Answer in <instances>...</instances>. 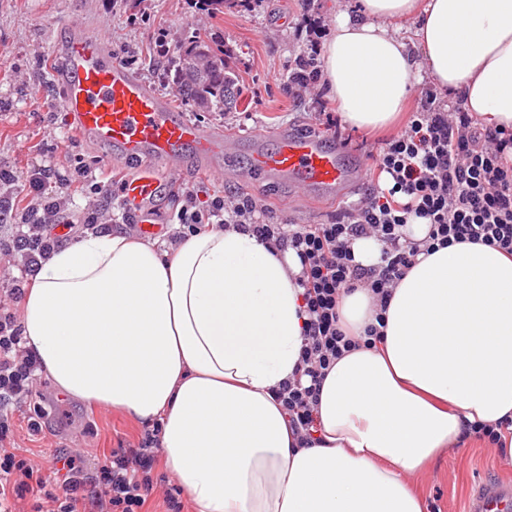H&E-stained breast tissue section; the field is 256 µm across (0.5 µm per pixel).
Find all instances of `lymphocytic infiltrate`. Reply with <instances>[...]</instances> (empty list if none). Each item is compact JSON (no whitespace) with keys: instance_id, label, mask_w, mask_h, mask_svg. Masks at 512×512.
Instances as JSON below:
<instances>
[{"instance_id":"1","label":"lymphocytic infiltrate","mask_w":512,"mask_h":512,"mask_svg":"<svg viewBox=\"0 0 512 512\" xmlns=\"http://www.w3.org/2000/svg\"><path fill=\"white\" fill-rule=\"evenodd\" d=\"M299 5V25L307 40L296 67L279 82L283 94L296 102L322 93L319 56L327 34L324 21L312 13L313 0H299ZM374 169L390 176V188L371 186L359 202L326 224L273 221L261 199L236 192L202 202L185 191L174 216L183 237L232 224L277 250L295 251L301 265L295 283L303 290L305 342L296 375L282 382L275 396L303 447L315 441L318 395L329 370L359 345L372 346L380 339L373 324L366 326L362 340L347 336L336 311L343 293L368 288L374 305L384 307L415 257L439 245L484 243L512 255V133L482 128L471 112L443 104L437 91L429 89L401 131L377 148ZM54 176L47 165L32 170L29 192L42 198V206L27 212L23 229L11 239L0 240L1 254L21 258L19 277L0 299V512H14L16 501L29 497L54 503V512H140L161 455L160 423L145 429L136 444L113 452L89 482L74 457L61 458L48 476L42 467L6 450L12 433L6 410L27 403L39 377V363L24 349L10 306L22 298L41 261L75 231L62 199L43 197ZM415 219L428 226L420 240L406 233ZM364 236L383 245L376 266L354 261L351 243Z\"/></svg>"}]
</instances>
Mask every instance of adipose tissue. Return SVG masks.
I'll return each instance as SVG.
<instances>
[{"label": "adipose tissue", "instance_id": "1", "mask_svg": "<svg viewBox=\"0 0 512 512\" xmlns=\"http://www.w3.org/2000/svg\"><path fill=\"white\" fill-rule=\"evenodd\" d=\"M321 66L351 130L394 122L425 79L512 132V0H359ZM299 271L294 251L236 228L162 243L91 230L26 288L23 345L60 393L161 419L194 512H424L407 476L458 450L467 423L512 419V256L469 242L418 255L380 343L325 377L305 448L273 396L304 344Z\"/></svg>", "mask_w": 512, "mask_h": 512}]
</instances>
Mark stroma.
<instances>
[{
	"label": "stroma",
	"mask_w": 512,
	"mask_h": 512,
	"mask_svg": "<svg viewBox=\"0 0 512 512\" xmlns=\"http://www.w3.org/2000/svg\"><path fill=\"white\" fill-rule=\"evenodd\" d=\"M298 21L295 0H225L223 12L213 15L199 10L195 0H0V169L17 176L14 184L0 185V209L11 215L0 234L10 235L12 225L20 223L22 212L34 203L27 184L35 165H53L70 177V185L58 194L81 225L88 216L91 184L108 186L127 172L120 160L104 157L73 132L66 113L46 104L59 93L51 74V54L61 27L71 25L103 38L108 46L125 47V65L167 97L174 111L203 126L223 129L233 138L253 127L302 132L311 125L317 102H293L279 88L280 77L303 51L296 35ZM198 32L223 45L224 63L237 79L238 101L226 111H206L172 93L168 78L153 65L156 38L166 37L174 47ZM395 133L392 127L367 134L343 130L352 147L350 162L360 166L361 178L354 192L342 196L308 193L285 180L250 185L236 171L202 169L176 177L160 204L166 213L178 210L186 186L203 201L227 191L261 193L275 219L324 224L370 184L374 161L362 142L380 143ZM35 403L45 410L39 438L27 431ZM8 415L17 454L42 465L53 455H76L89 476L113 450L134 443L144 430L121 411L62 398L45 376L31 404L9 408ZM506 478L512 479V458L477 440L441 453L410 483L422 497L425 512H465L481 483Z\"/></svg>",
	"instance_id": "stroma-1"
}]
</instances>
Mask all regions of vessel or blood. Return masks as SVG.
<instances>
[{"instance_id":"obj_1","label":"vessel or blood","mask_w":512,"mask_h":512,"mask_svg":"<svg viewBox=\"0 0 512 512\" xmlns=\"http://www.w3.org/2000/svg\"><path fill=\"white\" fill-rule=\"evenodd\" d=\"M53 74L60 108L74 131L109 156L135 164V175L119 181L118 195L144 234H157L163 222L155 206L166 185L160 166H169L176 175L235 158L223 132L172 112L167 100L114 57L100 37L70 30L55 48ZM266 137V131L251 132L242 179L253 184L285 179L321 194L352 184L354 175L345 163L348 148L342 142L282 130L269 146ZM511 503L512 484L487 482L478 487L467 512H504Z\"/></svg>"}]
</instances>
